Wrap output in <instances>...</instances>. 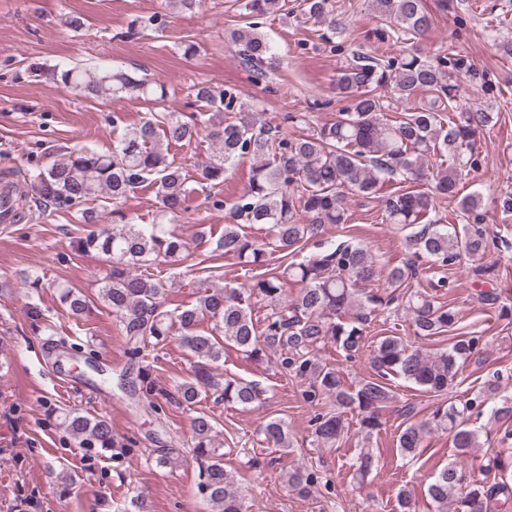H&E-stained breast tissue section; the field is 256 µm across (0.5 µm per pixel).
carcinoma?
Wrapping results in <instances>:
<instances>
[{
    "label": "carcinoma",
    "mask_w": 512,
    "mask_h": 512,
    "mask_svg": "<svg viewBox=\"0 0 512 512\" xmlns=\"http://www.w3.org/2000/svg\"><path fill=\"white\" fill-rule=\"evenodd\" d=\"M372 2L389 22V29L379 35L401 44L400 59L385 65L367 53L354 54L337 72L333 86L348 105L330 122L314 123L307 112H285L271 121L257 104L241 99L235 88L201 84L194 87L193 97L205 104L203 112H154L114 141L110 151L86 145L61 147L31 181L0 179L13 189L21 218L32 202L76 207L82 224H102L110 213L118 216L112 228L82 237L81 248L101 253L109 262L98 298L112 309L132 355L145 358L147 348L165 342L173 331L179 333L192 370L191 379L176 386L172 395L176 402L192 406L204 391L218 402L242 409L259 404L264 389L258 383L220 379L213 368L223 358L226 345L256 361L271 356L283 372L309 381L308 402H328L334 407L313 419L317 446H338L347 431L346 417L356 419L366 443L352 464L353 478L360 486L375 465L368 443L382 431L383 414L396 401L393 380L440 398L448 394L461 368L477 352L478 336H456L449 347L431 352L394 334L372 341L366 325L377 308L397 301L404 303L417 338L439 337L458 323V312L439 302L436 295L399 288L422 258L431 262L438 276L433 287L442 291L448 286L449 267L464 256L484 254L485 229L477 223L480 215L476 214L479 199L472 195L459 199L461 212L476 220L461 226L442 223L435 199L456 198L475 137L499 117L481 107L458 111V77L474 84L483 80V72L467 54L454 49L430 57L414 48L433 24L425 0ZM286 6L288 0H239L245 22L236 29L234 43L242 64L258 82L270 78L275 58L272 43L258 32V19L284 11ZM299 7L303 19L331 35L346 33V23L331 0H301ZM50 78L86 98L134 93L163 101L168 96L163 84L100 65L56 69ZM387 92L401 103H410L421 92L428 93L429 99L392 117L384 101ZM201 128L209 130L216 148L194 176L200 190L220 187L224 174L240 161H255L244 192L227 209L224 234L214 248L236 259L249 279L239 288L209 284L196 304L165 309L161 301L165 284L154 270L161 263L184 261L188 250L175 221L188 211L185 184L189 171L170 158L168 146L191 144ZM435 156L441 157L440 163L427 166ZM147 181L157 187L164 220L137 224L125 219L117 206ZM387 181L398 187L382 199L384 222L410 230L411 260L406 267L388 272L393 291L385 294L371 288L378 277L376 258L360 243L330 242L301 262L292 261L270 274L256 272L271 261V253L294 255L327 226L348 223L346 195L374 199ZM254 224L270 225L271 241L261 243L248 236L244 227ZM294 285L300 289L290 300L288 288ZM59 288L68 312L76 318L84 316L89 310L86 296L74 286L61 284ZM259 304L266 308L261 321L253 318ZM206 320L211 327L200 329ZM329 343L349 358L369 348L373 374L346 384L336 369L317 358ZM484 403L480 392L459 402L443 400L432 418L417 422L412 421L415 404L400 408L405 425L396 435V447L403 458L414 459L425 439L438 430L448 433L451 440L455 460L438 470L427 487L437 512H448L452 503L460 512H506L512 506V483L502 477L493 483L468 482L457 466V461L471 457L480 447L479 431L471 426V418L483 414ZM64 425L84 447H115L112 426L104 416L72 409L64 414ZM191 428L201 493L216 512H246L239 473L226 468L224 454L216 451L213 417L200 414L193 418ZM258 435L272 448L292 447L282 419L268 420ZM511 468L512 451L507 448L490 453L482 465L487 474ZM285 477L297 497L313 495L317 475L308 467L291 468ZM394 512H415L408 489L397 491Z\"/></svg>",
    "instance_id": "1"
}]
</instances>
